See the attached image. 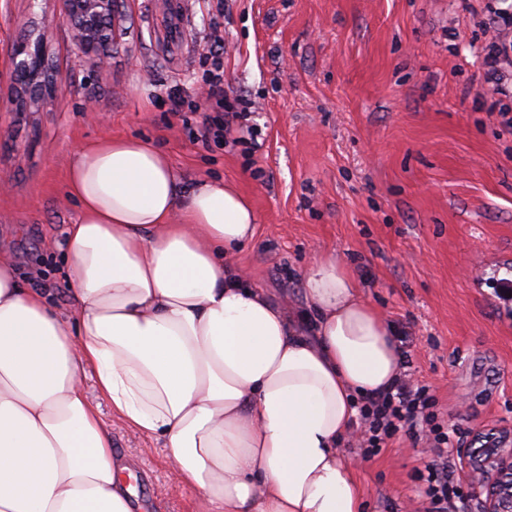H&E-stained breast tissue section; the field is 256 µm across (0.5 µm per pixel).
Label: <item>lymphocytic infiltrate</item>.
<instances>
[{
	"label": "lymphocytic infiltrate",
	"mask_w": 512,
	"mask_h": 512,
	"mask_svg": "<svg viewBox=\"0 0 512 512\" xmlns=\"http://www.w3.org/2000/svg\"><path fill=\"white\" fill-rule=\"evenodd\" d=\"M223 54L222 45H215L208 73L211 92L197 106L201 118L194 136L205 145L235 146L254 140L258 130L250 122L251 101L244 96L230 100L224 94ZM356 407L353 434L364 455L378 454L400 434L430 440L434 457L414 474L418 493L427 502L425 512H465L468 495L448 464L452 436L426 387L402 379L386 393L358 398Z\"/></svg>",
	"instance_id": "lymphocytic-infiltrate-1"
}]
</instances>
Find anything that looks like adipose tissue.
Instances as JSON below:
<instances>
[{"label":"adipose tissue","mask_w":512,"mask_h":512,"mask_svg":"<svg viewBox=\"0 0 512 512\" xmlns=\"http://www.w3.org/2000/svg\"><path fill=\"white\" fill-rule=\"evenodd\" d=\"M67 192L69 311L0 257V512H132L89 374L162 439L199 512H361L340 441L402 355L350 270L332 253L308 267L306 334L224 263L257 231L234 187L181 189L164 152L106 137L77 152Z\"/></svg>","instance_id":"adipose-tissue-1"}]
</instances>
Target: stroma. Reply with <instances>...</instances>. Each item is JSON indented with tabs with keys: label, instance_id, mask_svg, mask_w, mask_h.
<instances>
[{
	"label": "stroma",
	"instance_id": "1",
	"mask_svg": "<svg viewBox=\"0 0 512 512\" xmlns=\"http://www.w3.org/2000/svg\"><path fill=\"white\" fill-rule=\"evenodd\" d=\"M501 0H120L112 58L75 54L55 0H0V87L8 48L45 32L55 90L35 111H0V253L24 287L70 302L64 240L72 153L105 137L146 139L184 184L227 182L257 215L232 265L303 310V275L330 252L362 297L407 337L405 374L429 388L453 432L451 463L475 430H512V98L485 80ZM223 11L224 92L255 103V154L196 143L181 115L200 101L212 18ZM88 395L142 512H198L164 444ZM356 464L362 512H418L413 473L428 443L397 437Z\"/></svg>",
	"mask_w": 512,
	"mask_h": 512
}]
</instances>
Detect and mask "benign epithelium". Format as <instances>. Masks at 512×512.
<instances>
[{
	"label": "benign epithelium",
	"instance_id": "benign-epithelium-1",
	"mask_svg": "<svg viewBox=\"0 0 512 512\" xmlns=\"http://www.w3.org/2000/svg\"><path fill=\"white\" fill-rule=\"evenodd\" d=\"M62 20L73 33L80 58L101 68L107 65V31L120 0H57ZM12 61L8 111L21 115L42 100L50 89L48 46L43 34L28 37L8 48ZM466 477L474 492L485 495L484 512H512V433L477 431L467 448Z\"/></svg>",
	"mask_w": 512,
	"mask_h": 512
}]
</instances>
